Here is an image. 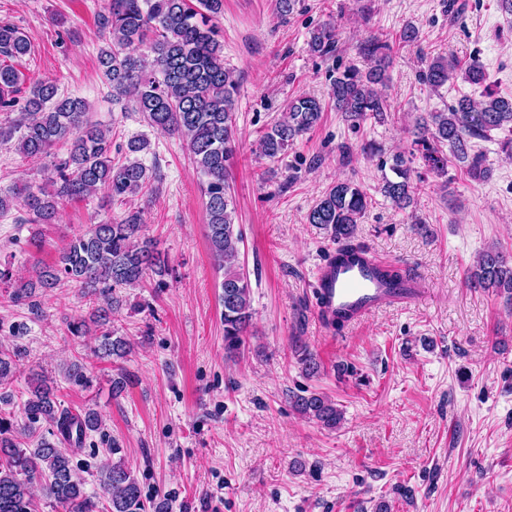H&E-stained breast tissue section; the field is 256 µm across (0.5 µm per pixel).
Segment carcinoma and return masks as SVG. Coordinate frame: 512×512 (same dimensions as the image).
<instances>
[{
  "label": "carcinoma",
  "instance_id": "cac0c4a2",
  "mask_svg": "<svg viewBox=\"0 0 512 512\" xmlns=\"http://www.w3.org/2000/svg\"><path fill=\"white\" fill-rule=\"evenodd\" d=\"M224 12V0H109L100 24L109 40L100 49L98 62L112 89V101L128 97L133 109L161 131L186 141L193 163L207 177L208 234L212 254L224 268L220 302L224 322V350L234 354L243 345L244 332L252 318L250 287L235 266L241 232L235 230V203L230 190V161L237 151L235 109L240 81L224 64V36L217 25ZM310 51L321 57L336 51V31L331 24L315 30ZM31 51L26 35L13 24L0 22V56L19 60ZM370 59L364 70L347 67L336 75L330 98L336 111L357 126L367 120L384 119L389 104L377 89L385 83L391 45L377 38L360 47ZM459 69L453 57L433 58L420 71V81L436 90L452 79ZM467 81L480 85L487 80L482 64H467ZM20 76L17 69L0 64V111L17 107ZM321 101L302 95L288 102L285 116L257 140L260 156L277 159L295 141L313 130L322 118ZM20 118L0 127V140H16V150L25 158L39 159L59 146L54 155L52 188L25 184L17 189L30 224H53L59 207L66 201L84 200L105 188L112 197H125L144 189L149 182L147 168L140 162H118L112 158L110 130L91 120L86 102L64 96L53 81L32 86L19 111ZM512 133V100L491 95L483 101L459 99L443 112H427L414 125L409 154L392 156L394 177H382L380 193L405 210L414 203L417 184L412 164L420 157L427 171L448 174V156L468 164L469 175L477 180L489 177L483 158L470 154V142L493 130ZM449 152H444V149ZM372 204V197L359 184L344 180L333 184L307 216L310 224L325 230L336 245L352 251L358 224ZM139 215L131 213L121 222L91 224L75 236L59 254L55 265L36 271L33 278L12 282V275L0 269V283L12 289L16 303H26L31 313L39 308L33 297L47 294L61 281L76 283L83 295L95 300L89 316L69 322L71 335L82 337L97 331L102 341L97 348L102 358L123 359L129 343L109 330L112 314L122 306L115 295L119 287H135L148 278L171 274L152 240L142 236ZM468 286L492 290L512 305V259L496 247L477 257L467 277ZM294 353L307 377L319 374L316 355L302 341L294 342ZM22 365V353L0 351V385ZM67 377L90 387L83 364L76 360ZM299 414L328 430L338 429L343 411L321 392L308 391L288 396ZM23 412L33 428L40 422L50 426L51 441L41 437L36 447L27 448L14 422L0 416V512H35L32 483H42L48 499L63 512H97L95 497L86 494L83 480L73 464V453L93 432H102L100 414L93 408L78 413L61 406L55 390L45 379L32 383ZM100 488L108 512H165L163 501H149L131 471L121 463L100 468Z\"/></svg>",
  "mask_w": 512,
  "mask_h": 512
}]
</instances>
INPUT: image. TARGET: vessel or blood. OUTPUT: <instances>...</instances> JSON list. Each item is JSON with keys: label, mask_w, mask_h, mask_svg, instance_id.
<instances>
[{"label": "vessel or blood", "mask_w": 512, "mask_h": 512, "mask_svg": "<svg viewBox=\"0 0 512 512\" xmlns=\"http://www.w3.org/2000/svg\"><path fill=\"white\" fill-rule=\"evenodd\" d=\"M379 265V260L365 250L355 262L341 263L328 256L316 275L319 316L329 323L342 314L347 322L356 323L382 307L418 298L419 289L392 288L383 283L376 275Z\"/></svg>", "instance_id": "1"}]
</instances>
